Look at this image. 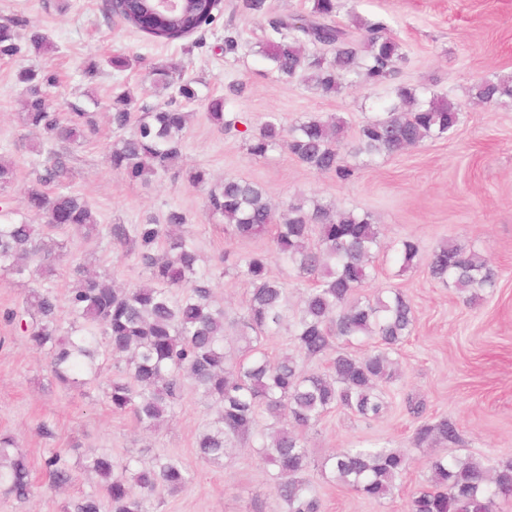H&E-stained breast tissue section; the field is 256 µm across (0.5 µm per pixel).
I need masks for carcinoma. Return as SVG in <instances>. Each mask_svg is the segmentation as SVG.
<instances>
[{
  "mask_svg": "<svg viewBox=\"0 0 512 512\" xmlns=\"http://www.w3.org/2000/svg\"><path fill=\"white\" fill-rule=\"evenodd\" d=\"M310 10L297 17L268 20L272 37L262 54L280 77L301 79L324 94H336L361 83L393 84L394 102L359 129L352 151L370 157L393 155L419 146L426 138H447L466 118L462 109L445 99H425L424 92L396 82L404 59L399 42L381 22L369 23L359 38L328 22L337 0H310ZM115 8L128 24L161 41L191 35L217 20L214 0H189L170 16L155 17L150 6L137 0H117ZM18 23L0 25V58L24 50L39 51L46 37L37 27L20 40ZM309 42L333 48L334 60L310 58L302 50ZM155 86H178L187 100L198 98L188 82H176L165 67L153 70ZM23 84L25 126L44 141H75L94 133L88 113L49 111L47 89L56 79L32 69L19 72ZM472 96L486 105L512 101V77L481 79ZM228 97L208 99L210 120L219 130L235 122L224 118ZM131 96L118 95L110 120L131 133L112 147V168L131 181L148 183L172 170L181 158L187 115L176 109L146 112L133 120ZM345 121L338 116H309L289 128L270 113L248 140V153L263 157L284 149L302 164L339 181L351 180L357 167L342 163L339 147ZM67 158L53 154L42 183L24 190L29 218L15 222L0 210V271L23 273L20 261L34 256L43 275H53L60 244L45 240V232L75 231L86 237L100 233L89 205L63 191L69 179ZM13 163L0 156V191L15 184ZM56 189L49 191L46 186ZM209 209L224 217L226 230L241 240H253L271 231L272 245L237 257L236 276L250 286L241 315L215 304L211 272L200 266L194 241L180 228L186 214L170 210L165 223L115 224L109 227L115 251L128 241L138 243L139 262L150 283L120 288L106 278L89 274L82 264H69L72 288L67 301L74 323L62 326L58 298L46 288L25 301L22 311L8 314L30 342L50 358L54 377L72 387L98 375L100 358L107 353L127 356L123 375L112 380L107 398L112 411L129 414L152 429L182 398L186 384L221 410L197 441L206 462H218L229 450L249 441L263 463L272 467L270 491L287 512H322L312 485L301 477L310 465L307 434L328 413L341 409L364 420L379 418L387 408L384 386L395 378L394 346L412 332L410 300L397 288L373 297L360 295L373 279L372 258L381 248V232L367 214L299 198L282 213L257 183L235 177L210 190ZM402 266L410 269L422 259L419 244L405 238L394 244ZM291 266L306 284L300 303L290 304L288 288L271 275V265ZM430 275L459 291L471 293L470 302L496 288L498 273L477 252L453 242L441 243L427 258ZM31 320H26V316ZM287 331L297 355L283 351L272 357L264 342ZM372 344L357 358L348 352L355 344ZM333 356L320 371H306L299 358ZM456 442L455 423L446 418L423 422L413 433L416 447L433 440ZM411 465L404 450L379 445L344 448L326 458L333 481L349 491L381 501L400 490ZM48 481L61 487L71 480L70 468L54 453L44 462ZM85 468L101 481L103 496L86 495L67 512H149L147 504L159 487L185 488L191 481L179 458L158 456L149 462L129 457L120 462L106 454L90 457ZM121 474H115V470ZM24 501L32 493L30 469L15 452L12 436L0 434V484ZM512 499V461L487 466L467 458L436 459L429 463L422 486L411 497L409 512H496L501 501Z\"/></svg>",
  "mask_w": 512,
  "mask_h": 512,
  "instance_id": "carcinoma-1",
  "label": "carcinoma"
}]
</instances>
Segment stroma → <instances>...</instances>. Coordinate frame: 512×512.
<instances>
[{
  "label": "stroma",
  "mask_w": 512,
  "mask_h": 512,
  "mask_svg": "<svg viewBox=\"0 0 512 512\" xmlns=\"http://www.w3.org/2000/svg\"><path fill=\"white\" fill-rule=\"evenodd\" d=\"M239 4L221 0L212 26L163 43L113 16L107 0H0V23L30 21L48 42L41 52L0 59V156L10 159L17 173L14 189L0 195V207L24 216V188L44 176L48 152L63 154L71 169L68 191L83 197L105 228L149 218L161 224L172 209L186 213V230L214 272V299L232 313L244 311L249 287L225 271L221 257L269 248L271 238L237 240L226 233L222 217L208 211L209 186L227 177L260 184L276 205L302 195L370 212L385 241L413 238L425 257L449 238L477 251L498 271L499 281L475 305L467 293L435 281L426 264L405 270L393 250L379 253L368 293L401 289L415 310L414 331L394 355L398 376L386 391L387 410L375 420L335 410L309 433L314 465L305 476L323 512H409L429 458L473 456L490 465L512 460V102L489 107L470 92L479 78L512 76V0H338L333 23L353 32L368 22L386 24L407 56L400 81L447 97L467 114L450 137L429 139L402 153L372 159L343 149V161L358 169L357 178L346 183L307 168L284 150L252 157L247 134L271 112L286 127L311 115H339L350 131H357L366 117L390 104V85L325 95L299 80H281L260 53L270 35L266 19L247 15ZM229 33L238 41L231 54L224 51ZM115 57L128 59V67L113 66ZM162 64L181 68L198 100L189 103L171 91H154L152 71ZM28 68L55 73L51 106L61 113L75 106L90 113L96 134L48 144L23 127L18 73ZM233 83L242 84L243 92L225 116L235 119L236 127L222 132L210 121L205 99L228 95ZM125 90L134 97L135 114L169 103L189 114L179 168L147 185L127 179L109 161L113 142L123 136L109 115L113 100ZM196 169L207 173L208 186L189 182L188 172ZM61 241L69 257L118 284L148 279L137 261V245H126L125 257H118L107 231L91 239L70 233ZM47 286L63 302L62 321L70 322L64 302L71 278L65 267L48 280L28 272L0 273V433L15 437L36 485L23 503L0 492V512H65L71 500L98 492L99 479L84 463L102 453L116 461L167 454L181 459L191 484L161 491L152 498L150 512H251L255 506L261 512H285L269 489V466L250 445L216 463L198 457L196 438L216 420L217 410L193 387H186L174 417L147 432L109 406L106 390L118 373L113 364L84 386L60 384L46 352L30 345L6 318L30 293ZM411 396L423 401V416L409 413ZM443 417L456 424L459 442L413 447L420 421ZM373 443L408 450L412 458L401 492L381 502L333 483L319 468L339 449ZM53 452L71 470L70 482L60 488L50 487L43 470Z\"/></svg>",
  "instance_id": "stroma-1"
}]
</instances>
